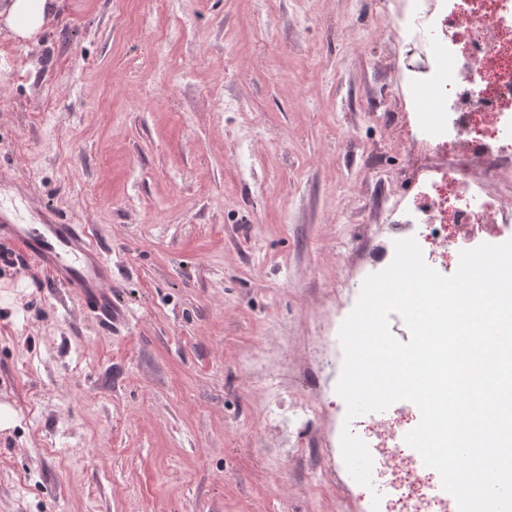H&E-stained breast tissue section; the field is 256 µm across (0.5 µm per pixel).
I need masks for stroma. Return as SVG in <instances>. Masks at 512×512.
I'll return each instance as SVG.
<instances>
[{"label":"stroma","mask_w":512,"mask_h":512,"mask_svg":"<svg viewBox=\"0 0 512 512\" xmlns=\"http://www.w3.org/2000/svg\"><path fill=\"white\" fill-rule=\"evenodd\" d=\"M400 0H55L0 32V198L93 225L104 326L34 263L2 262L0 512H370L351 478L332 341L395 204L451 156L404 117ZM233 110H225V101ZM275 354L283 405L267 423Z\"/></svg>","instance_id":"35a3bbf8"}]
</instances>
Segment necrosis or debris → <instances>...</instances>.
<instances>
[{"instance_id": "obj_1", "label": "necrosis or debris", "mask_w": 512, "mask_h": 512, "mask_svg": "<svg viewBox=\"0 0 512 512\" xmlns=\"http://www.w3.org/2000/svg\"><path fill=\"white\" fill-rule=\"evenodd\" d=\"M380 28L420 55L405 74L408 85L428 94L414 101V136L455 157L451 167L428 172L412 199L394 209L393 237L415 239L426 263L449 276L462 251L512 239V214L501 213L464 168L478 160L490 181L512 193V0H402L400 10L383 12ZM420 421L412 405L368 433L395 490L376 512H448L430 492L433 474L401 444Z\"/></svg>"}]
</instances>
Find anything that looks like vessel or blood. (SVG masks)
Segmentation results:
<instances>
[{
    "instance_id": "obj_1",
    "label": "vessel or blood",
    "mask_w": 512,
    "mask_h": 512,
    "mask_svg": "<svg viewBox=\"0 0 512 512\" xmlns=\"http://www.w3.org/2000/svg\"><path fill=\"white\" fill-rule=\"evenodd\" d=\"M0 240L11 242L52 280L84 301L108 326L122 315L112 306V261L87 224L49 219L27 224L15 203L0 202Z\"/></svg>"
}]
</instances>
